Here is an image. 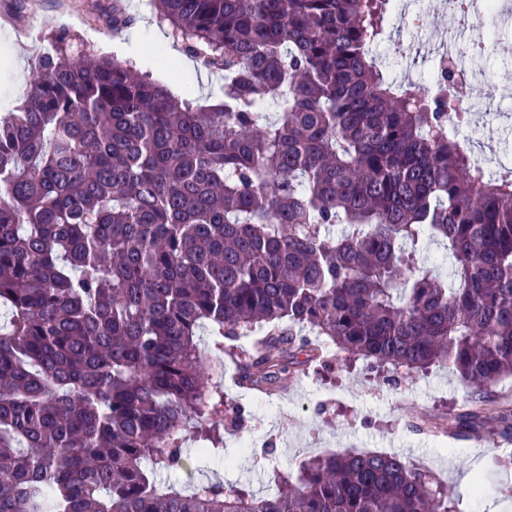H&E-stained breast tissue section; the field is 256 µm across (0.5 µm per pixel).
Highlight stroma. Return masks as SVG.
<instances>
[{
	"instance_id": "obj_1",
	"label": "stroma",
	"mask_w": 512,
	"mask_h": 512,
	"mask_svg": "<svg viewBox=\"0 0 512 512\" xmlns=\"http://www.w3.org/2000/svg\"><path fill=\"white\" fill-rule=\"evenodd\" d=\"M118 3L136 15L138 37L149 42L156 23L149 0H0V100L11 104L18 96L9 58L34 61L54 30H70L79 47L98 54L106 45L127 41V33H112L106 22ZM418 23L434 31L454 29L459 18L442 7L405 0L391 9L388 37L375 52L390 81L431 87L439 72V52L432 48L417 54ZM481 67L477 98H493L494 108L489 111L481 105L470 111L459 135L470 141L474 152L483 156L486 171L494 175L498 159L512 155V60H503L489 45ZM474 396L473 389L443 363L409 375L368 360L352 361L338 352L292 379L284 393L260 399L225 386V399L242 407L245 421L241 427L225 429L223 454L189 458L181 470H161L157 478L179 491L212 482L258 495L274 488L280 475L296 474L310 457L357 449L397 453L428 470L456 497L457 512H512V467L485 469L489 489L479 499L461 482L487 452L501 459L504 451H493L488 441L451 443L410 428L419 415L446 425L450 416L470 408ZM268 446L275 452L266 457L262 450Z\"/></svg>"
}]
</instances>
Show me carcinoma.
Instances as JSON below:
<instances>
[{"mask_svg": "<svg viewBox=\"0 0 512 512\" xmlns=\"http://www.w3.org/2000/svg\"><path fill=\"white\" fill-rule=\"evenodd\" d=\"M150 2L222 74L220 103L57 30L0 113V512H456L395 453L312 459L267 496L154 478L243 419L226 338L261 393L330 345L444 361L481 392L512 377V171L448 131L445 72L434 92L386 79L392 0ZM424 237L451 279L418 266ZM488 424L512 442V405L478 400L448 433Z\"/></svg>", "mask_w": 512, "mask_h": 512, "instance_id": "cac0c4a2", "label": "carcinoma"}]
</instances>
